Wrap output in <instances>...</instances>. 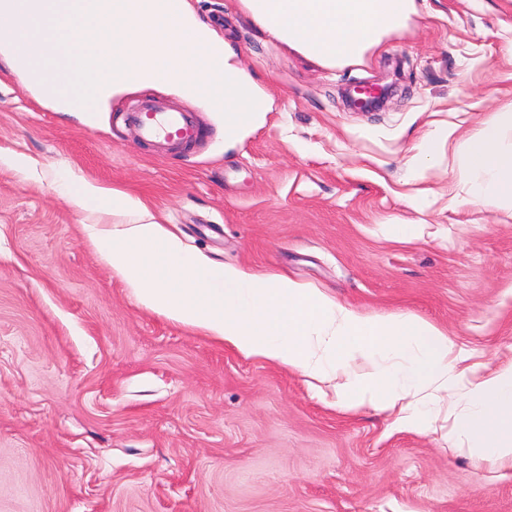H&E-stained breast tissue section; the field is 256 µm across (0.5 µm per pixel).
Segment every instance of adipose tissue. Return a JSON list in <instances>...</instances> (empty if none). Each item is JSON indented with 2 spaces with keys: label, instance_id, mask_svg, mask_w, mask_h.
Here are the masks:
<instances>
[{
  "label": "adipose tissue",
  "instance_id": "obj_1",
  "mask_svg": "<svg viewBox=\"0 0 512 512\" xmlns=\"http://www.w3.org/2000/svg\"><path fill=\"white\" fill-rule=\"evenodd\" d=\"M241 2L261 33L330 68L360 62L415 8L414 0ZM509 129L512 113H498L457 153L473 197L497 209L512 208V153L499 149ZM67 195L80 210L110 216L85 230L140 306L327 385L347 411L368 405L416 430L434 408H447L450 432L470 455L512 467V363L496 371L462 365L447 332L426 321L366 318L286 277L204 260L126 193L82 181Z\"/></svg>",
  "mask_w": 512,
  "mask_h": 512
}]
</instances>
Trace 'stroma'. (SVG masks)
<instances>
[{"mask_svg": "<svg viewBox=\"0 0 512 512\" xmlns=\"http://www.w3.org/2000/svg\"><path fill=\"white\" fill-rule=\"evenodd\" d=\"M188 3L275 100L231 142L208 98L144 87L57 112L0 57V512H512V469L462 450L447 413L391 429L139 306L60 189L125 192L194 254L428 321L497 367L512 358V211L474 201L454 150L512 109V0H415L336 70L257 32L241 0ZM360 81L387 88L379 108L351 105ZM146 96L198 119L195 148L138 139L123 115Z\"/></svg>", "mask_w": 512, "mask_h": 512, "instance_id": "obj_1", "label": "stroma"}]
</instances>
